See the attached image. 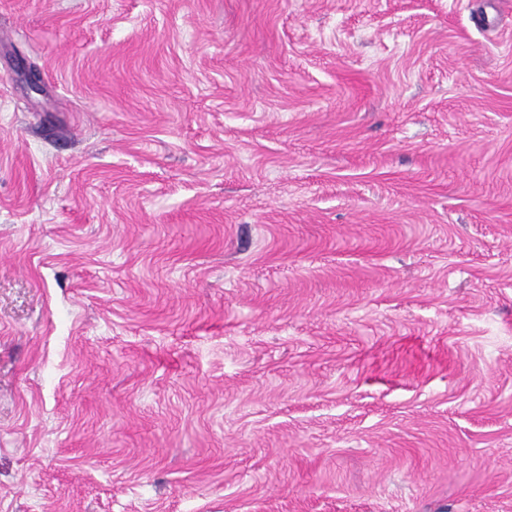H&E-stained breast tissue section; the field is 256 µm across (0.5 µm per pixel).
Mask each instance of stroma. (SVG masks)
<instances>
[{"mask_svg": "<svg viewBox=\"0 0 512 512\" xmlns=\"http://www.w3.org/2000/svg\"><path fill=\"white\" fill-rule=\"evenodd\" d=\"M0 512H512V0H0Z\"/></svg>", "mask_w": 512, "mask_h": 512, "instance_id": "obj_1", "label": "stroma"}]
</instances>
